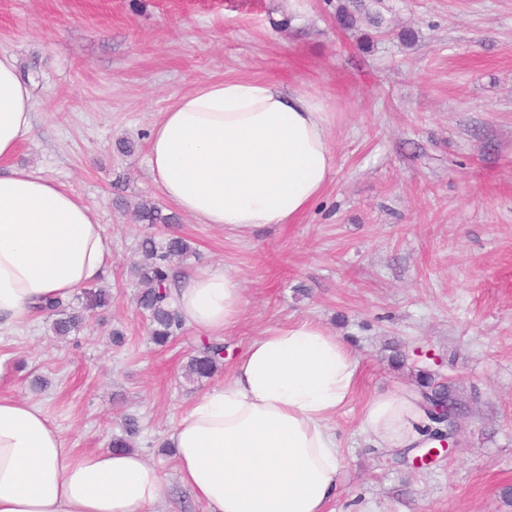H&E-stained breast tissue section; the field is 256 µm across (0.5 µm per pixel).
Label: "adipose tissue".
<instances>
[{"mask_svg":"<svg viewBox=\"0 0 512 512\" xmlns=\"http://www.w3.org/2000/svg\"><path fill=\"white\" fill-rule=\"evenodd\" d=\"M34 104L12 56L0 55V333L46 298H70L105 273L110 250L92 207L64 184L12 165ZM328 114L275 80L226 78L181 94L149 134V174L164 199L203 224H290L334 173ZM184 324L220 337L243 295L220 266L174 275ZM360 386L350 345L319 322L265 329L227 382L176 418L178 482L209 512H328L343 455L332 428ZM416 392L371 396L360 428L381 448H424ZM161 472L136 451L68 448L38 405L0 395V512H156Z\"/></svg>","mask_w":512,"mask_h":512,"instance_id":"adipose-tissue-1","label":"adipose tissue"}]
</instances>
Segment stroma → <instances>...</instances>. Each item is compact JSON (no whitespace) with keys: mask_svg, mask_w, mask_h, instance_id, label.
I'll list each match as a JSON object with an SVG mask.
<instances>
[{"mask_svg":"<svg viewBox=\"0 0 512 512\" xmlns=\"http://www.w3.org/2000/svg\"><path fill=\"white\" fill-rule=\"evenodd\" d=\"M0 52L35 102L13 162L93 208L112 295L70 335L39 314L0 338L1 395L40 405L80 452L137 418V450L164 477L159 512H207L160 452L175 417L264 329L315 320L361 371L336 417L331 512H512V0H0ZM224 78L315 97L337 166L292 224L179 216L193 252L177 269L223 266L243 292L222 369L191 382L198 334L155 348L131 300L138 241L165 233L132 211L172 213L149 175V131L176 97ZM423 370L451 380L469 419L457 448L416 468L371 448L359 422L367 397L416 388Z\"/></svg>","mask_w":512,"mask_h":512,"instance_id":"1","label":"stroma"}]
</instances>
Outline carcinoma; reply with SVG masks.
Returning <instances> with one entry per match:
<instances>
[{"mask_svg": "<svg viewBox=\"0 0 512 512\" xmlns=\"http://www.w3.org/2000/svg\"><path fill=\"white\" fill-rule=\"evenodd\" d=\"M137 220L143 224H171L174 217L162 214L158 208H139ZM190 252L189 242L181 236L171 234L160 241L147 236L140 244V259L131 268L138 288L136 306L147 321L149 340L160 348L168 346L184 328L180 315L170 303L167 284L174 272L173 259ZM41 314L53 318V330L58 336L79 330L84 322L83 314L70 310L69 305L55 299H49L41 306ZM223 360V343L203 342L195 348V355L188 361L187 376L197 381L208 379L217 372ZM139 432L137 420L125 419L124 433L112 439L111 447L133 448Z\"/></svg>", "mask_w": 512, "mask_h": 512, "instance_id": "cac0c4a2", "label": "carcinoma"}]
</instances>
